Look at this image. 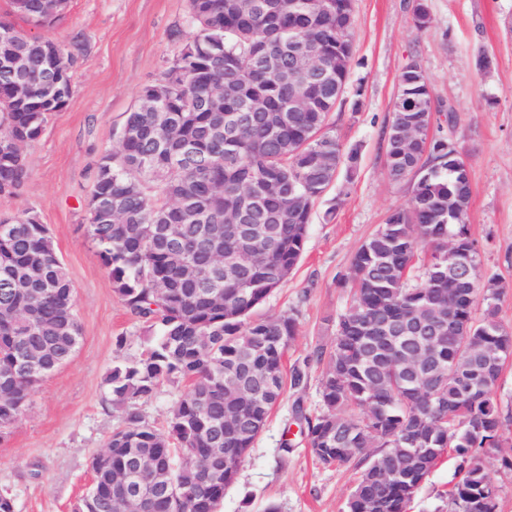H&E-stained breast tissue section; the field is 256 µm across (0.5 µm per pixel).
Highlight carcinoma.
<instances>
[{
  "instance_id": "1",
  "label": "carcinoma",
  "mask_w": 512,
  "mask_h": 512,
  "mask_svg": "<svg viewBox=\"0 0 512 512\" xmlns=\"http://www.w3.org/2000/svg\"><path fill=\"white\" fill-rule=\"evenodd\" d=\"M13 12L34 29L54 22L45 0H10ZM189 0L193 33L179 55L151 83L160 101L151 110L137 103L126 114L118 147H105L91 170L86 199L87 234L99 248L112 290L127 312L152 333L146 353L116 362L107 376L112 404L125 426L112 432L104 452L110 466L90 462L92 494L75 512H123L115 471L134 454L181 461L169 474L187 498L159 501L155 512H215L224 490L265 428L286 386L306 383L304 369L291 378L283 359L296 335L290 315L254 317L293 273L307 241L316 200L336 179L314 175L324 149L345 157L354 177L356 148L343 144L328 123L336 87L348 86L353 0ZM307 41L320 60L329 50L343 57L336 85L302 88L308 109L285 123L278 112L288 91V67L258 73L235 85L230 66L250 68L256 44ZM64 73L53 90L47 48ZM25 62L28 92L17 96ZM76 54L0 19V194H13L25 176L23 147L41 137L50 115L72 96ZM454 123V109H433L428 76L406 64L386 145L385 165L394 182L412 183L410 206L391 211L356 251L350 267V305L340 315L330 347L318 346L306 362L324 365L319 383L322 410L311 414L298 401L295 419L315 458L325 467L352 464L360 477L346 512H408L429 473L447 452L458 461V480L448 490L446 512H497V490L486 467L508 427L493 390L512 359V330L497 317L502 286L479 275L478 241L470 232L471 182L460 181L455 161L462 151L448 137L406 138L410 126L425 128L431 113ZM236 122L228 126L224 115ZM112 201V215L94 200ZM247 212L246 223L263 229L254 243L257 260L246 280L216 283V231ZM470 265L471 277L446 272L448 245ZM429 246L435 260L418 270L412 259ZM223 290L222 299L211 289ZM455 297V316L470 331L463 341L444 330L432 341L435 306ZM483 310L476 312L477 300ZM403 319L421 325L420 360L434 383L414 378L382 353L375 326ZM81 326L74 286L56 254L48 227L31 212L0 218V435L16 425L34 388L73 356ZM496 356L475 363L464 344ZM163 383L188 386L169 411L165 429L149 424L137 403Z\"/></svg>"
}]
</instances>
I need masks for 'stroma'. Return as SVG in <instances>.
I'll return each instance as SVG.
<instances>
[{
	"mask_svg": "<svg viewBox=\"0 0 512 512\" xmlns=\"http://www.w3.org/2000/svg\"><path fill=\"white\" fill-rule=\"evenodd\" d=\"M426 4L430 22L420 29L412 22L413 0H353L351 80L330 120L345 148H359L360 166L354 178L338 174L316 202L300 263L259 309L295 318L288 365L331 345L350 302L345 277L355 252L390 211L410 203L412 185L391 181L385 153L398 75L413 58L429 77L436 106L455 109L453 126L439 133L458 140L469 163V224L481 273L502 281L498 319L512 328V0ZM191 31L188 0H70L41 31L63 50L76 40L84 50L67 107L24 147L27 179L19 194H0V216L27 209L47 225L75 287L81 339L0 439V493L12 498L14 512H72L92 482V456L123 424L105 378L114 362L141 357L146 332L112 292L86 234L84 202L99 150L115 144L141 89L176 59ZM321 371L311 364L306 386L288 390L273 410L220 512H265L271 503L279 512H345L358 471L319 464L293 415L298 399L319 411ZM455 472L454 459L445 458L409 512H439Z\"/></svg>",
	"mask_w": 512,
	"mask_h": 512,
	"instance_id": "1",
	"label": "stroma"
}]
</instances>
